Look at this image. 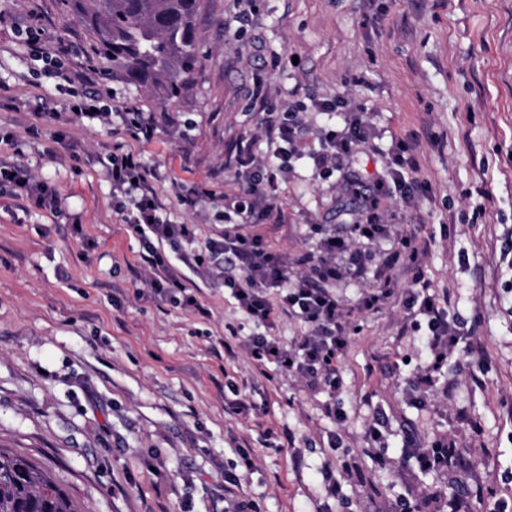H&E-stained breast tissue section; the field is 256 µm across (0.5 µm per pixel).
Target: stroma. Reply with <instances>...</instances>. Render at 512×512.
I'll return each instance as SVG.
<instances>
[{
  "mask_svg": "<svg viewBox=\"0 0 512 512\" xmlns=\"http://www.w3.org/2000/svg\"><path fill=\"white\" fill-rule=\"evenodd\" d=\"M19 23L44 26L40 52L17 38ZM200 32L196 84L139 143L117 121L55 120L73 98L47 58L70 42L68 68L83 67L88 33L60 0H0V131L16 139L0 144V161L66 200L55 215L0 193V448L50 469L80 512H224L228 476L261 512H399L424 491L432 512H449L451 496L479 486L468 512L512 500V0H217ZM91 79L110 82L115 112L147 111L153 99L100 62ZM258 85L269 102L306 107L310 128L304 159L275 193L283 218L261 228L283 254L311 248L308 225L343 226L358 206L341 176L313 169L328 118L311 101L344 98L371 123L372 146L352 164L363 188L393 138L415 139L413 176L430 192L410 207L394 193L380 208L398 227L431 233L423 276L481 347L466 367L448 360L449 395L421 404L409 385L429 352L405 326L402 274L390 305L356 322L340 363V423L324 412L326 394L255 368L237 338L257 328L223 287L196 279L206 318L138 296L139 243L114 208L108 157L133 154L154 175L162 219L195 225L206 241L222 229L223 195L239 187L227 151L274 153ZM183 185L203 190L194 206L180 202ZM230 381L255 411L226 408ZM379 407L381 464L364 436ZM332 431L346 452L325 447ZM444 435L465 468L424 473L404 461L407 437ZM327 472L345 505L327 498Z\"/></svg>",
  "mask_w": 512,
  "mask_h": 512,
  "instance_id": "1",
  "label": "stroma"
}]
</instances>
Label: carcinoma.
I'll return each mask as SVG.
<instances>
[{"instance_id":"cac0c4a2","label":"carcinoma","mask_w":512,"mask_h":512,"mask_svg":"<svg viewBox=\"0 0 512 512\" xmlns=\"http://www.w3.org/2000/svg\"><path fill=\"white\" fill-rule=\"evenodd\" d=\"M90 34L95 58L112 75L154 92L158 104L181 98L202 64L198 20L215 0H63ZM0 512H78L41 465L0 450Z\"/></svg>"}]
</instances>
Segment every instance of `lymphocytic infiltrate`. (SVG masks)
I'll use <instances>...</instances> for the list:
<instances>
[{
    "label": "lymphocytic infiltrate",
    "mask_w": 512,
    "mask_h": 512,
    "mask_svg": "<svg viewBox=\"0 0 512 512\" xmlns=\"http://www.w3.org/2000/svg\"><path fill=\"white\" fill-rule=\"evenodd\" d=\"M262 125L277 144L275 155L267 159L241 150L230 157L229 166L243 183L238 192L225 195L224 210L238 214L240 221L225 225L217 237L203 244L197 241L195 225L160 218L163 204L133 155L110 157L115 209L138 237L148 287L170 303L198 311L202 305L188 290L189 275L205 274L221 282L238 309L263 327L262 332L239 339L256 366L275 365L294 380L311 387L324 386L333 394L342 384L339 363L351 341L354 316L384 309L395 295L392 270L406 267L411 286L400 295L401 304L408 317L425 320L430 354L428 362L412 373L410 384L413 391L428 395L463 334L416 264L424 237L415 229L398 234L379 209L380 196L391 189H398L406 203L428 192L427 184L408 178L418 167L414 141H393L384 173L369 193L363 194L347 231L310 225L308 236L314 239V247L287 258L271 249L255 228L275 219L272 192L301 156L306 118L293 109L271 105ZM370 137L369 123L356 113L345 118L343 127L321 129V149L311 156L315 171L330 175L344 170ZM7 186L25 191L37 208L54 214L63 211V200L55 191L32 180L24 169L1 161L0 189ZM346 282L364 286L352 308L337 290L338 284ZM284 315L303 327L299 336L287 342L276 334Z\"/></svg>",
    "instance_id": "f902f5d3"
}]
</instances>
